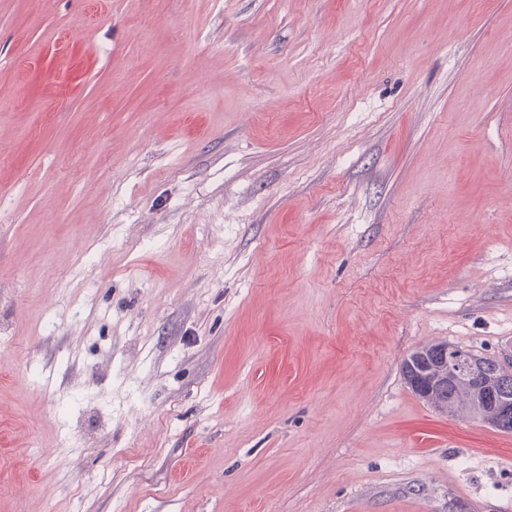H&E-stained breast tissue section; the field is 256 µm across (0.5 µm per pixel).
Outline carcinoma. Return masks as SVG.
<instances>
[{
    "label": "carcinoma",
    "instance_id": "obj_1",
    "mask_svg": "<svg viewBox=\"0 0 512 512\" xmlns=\"http://www.w3.org/2000/svg\"><path fill=\"white\" fill-rule=\"evenodd\" d=\"M444 346V342L424 344L404 359L403 375L412 392L440 412L476 417L500 432L512 433V415H504L495 401L504 392L512 398V371H506L498 360L486 358L475 377L452 376L447 367L436 365L425 382L416 380L411 362L418 357L432 359Z\"/></svg>",
    "mask_w": 512,
    "mask_h": 512
}]
</instances>
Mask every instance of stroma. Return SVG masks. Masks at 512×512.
Returning a JSON list of instances; mask_svg holds the SVG:
<instances>
[{"mask_svg": "<svg viewBox=\"0 0 512 512\" xmlns=\"http://www.w3.org/2000/svg\"><path fill=\"white\" fill-rule=\"evenodd\" d=\"M512 0H0V512H512ZM456 347L446 342L428 343L413 350L403 362L402 370L412 392L434 409L452 416L476 417L492 428L512 433V414L505 416L497 406V395L507 392L512 400V371H506L497 359L481 356L467 350L445 348L441 354L449 369L457 362L474 367L477 360L483 361L475 377L451 376L446 366L434 365L425 382L416 380L410 368L415 358L428 357L431 361L441 347Z\"/></svg>", "mask_w": 512, "mask_h": 512, "instance_id": "stroma-1", "label": "stroma"}]
</instances>
